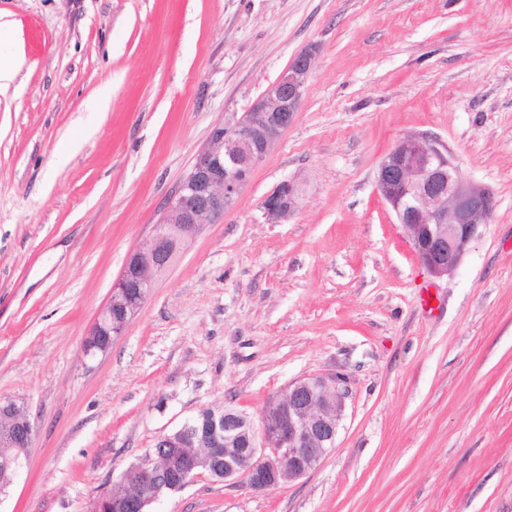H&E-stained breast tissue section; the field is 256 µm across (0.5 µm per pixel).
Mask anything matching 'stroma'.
Returning a JSON list of instances; mask_svg holds the SVG:
<instances>
[{
	"instance_id": "stroma-1",
	"label": "stroma",
	"mask_w": 512,
	"mask_h": 512,
	"mask_svg": "<svg viewBox=\"0 0 512 512\" xmlns=\"http://www.w3.org/2000/svg\"><path fill=\"white\" fill-rule=\"evenodd\" d=\"M0 399L35 430L0 512H91L207 409L259 422L336 373L335 449L271 491L198 476L148 512H512V0H0ZM316 51L294 123L111 350L83 344L212 127ZM496 198L431 277L376 171L407 135ZM300 182L299 209L262 203ZM436 296L422 305V289ZM1 29H7L14 34V41L17 49L4 55L0 54V93L6 92L11 84L15 82L24 65V55L22 52L23 37L21 33L9 21L0 23ZM299 204L298 185L292 180L282 181L263 201L265 221L269 224H281L297 211Z\"/></svg>"
}]
</instances>
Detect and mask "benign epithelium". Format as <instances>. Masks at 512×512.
<instances>
[{
    "label": "benign epithelium",
    "mask_w": 512,
    "mask_h": 512,
    "mask_svg": "<svg viewBox=\"0 0 512 512\" xmlns=\"http://www.w3.org/2000/svg\"><path fill=\"white\" fill-rule=\"evenodd\" d=\"M313 64V49L298 52L247 112L232 113L212 128L151 235L128 256L85 339V355L107 352L188 240L234 208L255 168L292 125ZM376 182L381 198L404 226L417 260L437 279L459 266L496 207L493 191L467 179L448 148L425 135L401 138L381 159ZM299 204L298 185L285 180L263 201L265 221L281 224ZM348 393L342 375L299 379L268 404L258 428L239 411L212 409L160 435L138 462L123 471L122 490L98 496L93 512H145L165 494L220 469L224 481L234 483L242 477L256 491L303 478L336 447ZM0 417L10 418L13 426L0 437V446L16 449L0 456V468L14 479L24 467L33 425L11 401H0Z\"/></svg>",
    "instance_id": "7a95c632"
}]
</instances>
